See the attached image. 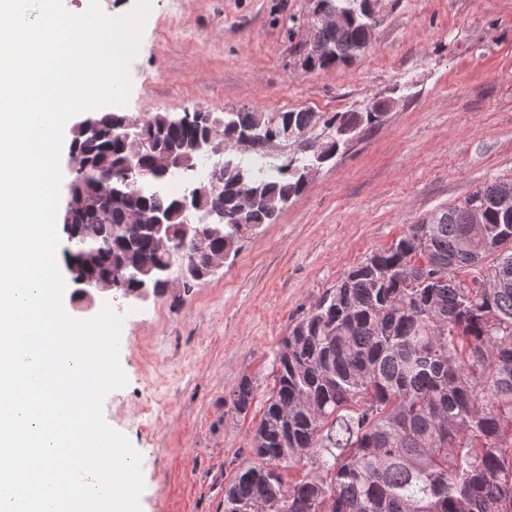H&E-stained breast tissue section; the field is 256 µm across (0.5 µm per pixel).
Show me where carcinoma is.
Returning <instances> with one entry per match:
<instances>
[{
    "label": "carcinoma",
    "instance_id": "1",
    "mask_svg": "<svg viewBox=\"0 0 512 512\" xmlns=\"http://www.w3.org/2000/svg\"><path fill=\"white\" fill-rule=\"evenodd\" d=\"M343 21L310 42V71L351 63L368 40L366 0H319ZM388 101L361 110L290 109L226 112L224 150L245 132L262 152L288 125L304 141H280L288 153L277 175L264 177L229 156L217 194L195 198L163 190L168 177L144 153L129 171L130 146L122 137L127 115H94L97 133L73 132L76 167L70 185L90 197L116 193L120 202L99 212L62 218L63 249L72 282L82 293L110 281L128 293L149 284L167 290L179 265L183 294L205 283L216 263L263 224L277 221L306 187L308 165L333 159L340 148L381 125ZM175 112L144 116L143 132L159 150L187 166L196 156V126ZM244 174L257 201L240 205ZM512 196V181L479 187L436 211L439 221H418L384 250L369 254L327 289L295 323L275 354L273 387L253 436L247 463L224 486V512H512V217L490 205ZM486 205L483 224H471L466 203ZM224 221L207 223L202 243L184 239L181 203ZM147 211L158 226L132 224ZM95 225V234H83ZM168 242V248L158 240ZM503 252L492 265H509V287L472 288L483 277L473 256ZM254 399L250 380L232 393L242 414ZM310 473L287 481L298 463Z\"/></svg>",
    "mask_w": 512,
    "mask_h": 512
}]
</instances>
